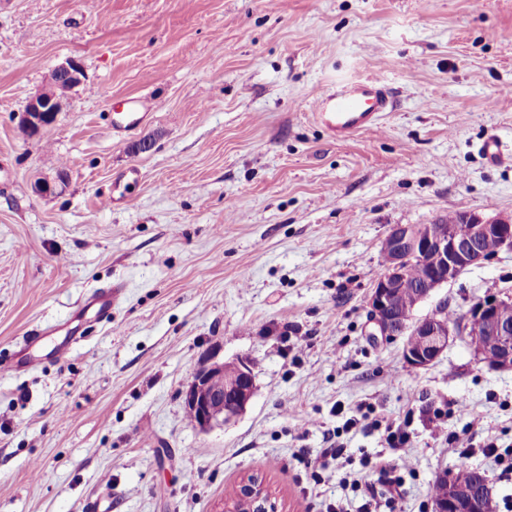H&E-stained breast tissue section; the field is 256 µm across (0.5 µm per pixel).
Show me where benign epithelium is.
Segmentation results:
<instances>
[{"mask_svg": "<svg viewBox=\"0 0 512 512\" xmlns=\"http://www.w3.org/2000/svg\"><path fill=\"white\" fill-rule=\"evenodd\" d=\"M56 71L75 87L81 83L80 66L69 61ZM63 99L47 90L36 96L21 117V127L30 136L53 123L61 112ZM459 222L469 225V234L459 237L452 226L436 219L429 224H395L384 239L390 250L385 269L375 280L368 296L369 323L372 335L385 339L394 336H420L423 348L403 347V357L415 368H427L448 349L453 336L462 332L475 341V359L495 371H512V294L504 297L479 298L469 308L463 324L448 322L440 315L403 319L394 306L397 289L406 287L407 272L419 262L427 271L423 285L417 290L413 307L428 300L433 293L455 282L468 269L489 261L482 250L487 238H495L499 250L512 251V216L485 217L475 212L458 213ZM237 376L226 385L225 363L206 357L193 373L184 399L202 430L239 415L253 396L255 378L247 361L234 362ZM447 482V498L433 502V512H478V492L456 485L452 476L442 474ZM237 502L244 509L229 512H278L275 502L263 489L249 482L240 488Z\"/></svg>", "mask_w": 512, "mask_h": 512, "instance_id": "1", "label": "benign epithelium"}]
</instances>
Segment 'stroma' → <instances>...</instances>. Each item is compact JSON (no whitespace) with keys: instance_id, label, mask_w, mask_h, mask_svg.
I'll list each match as a JSON object with an SVG mask.
<instances>
[{"instance_id":"35a3bbf8","label":"stroma","mask_w":512,"mask_h":512,"mask_svg":"<svg viewBox=\"0 0 512 512\" xmlns=\"http://www.w3.org/2000/svg\"><path fill=\"white\" fill-rule=\"evenodd\" d=\"M71 60L81 84L27 135ZM367 78L396 109L330 138L311 91ZM130 100L150 115L113 134ZM490 136L508 161L483 159ZM457 211L512 215V0H0V357L53 329L43 364L0 373V512H85L107 488L112 512H224L251 475L281 512L343 496L356 512L341 480L366 454L396 464L385 425L404 421L416 470L397 512H431L457 458L429 417L462 431L463 405L477 437L512 444V372L463 335L414 368L401 339L369 336L366 303L391 226ZM117 283L111 324L52 357L60 323ZM508 293L505 250L414 315L460 321ZM209 352L248 360L255 392L203 431L184 392ZM336 442L347 458L310 480ZM56 71L50 76L51 89L36 96L22 114L21 127L30 136L36 135L43 127L53 123L62 110L63 99L58 98L51 90L59 97L65 98L71 89L70 84L74 88L81 83L82 70L74 61L58 66Z\"/></svg>"}]
</instances>
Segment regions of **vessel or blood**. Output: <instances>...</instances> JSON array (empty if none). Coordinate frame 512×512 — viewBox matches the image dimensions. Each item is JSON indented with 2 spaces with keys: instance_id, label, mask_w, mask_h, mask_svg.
Masks as SVG:
<instances>
[{
  "instance_id": "b4317fda",
  "label": "vessel or blood",
  "mask_w": 512,
  "mask_h": 512,
  "mask_svg": "<svg viewBox=\"0 0 512 512\" xmlns=\"http://www.w3.org/2000/svg\"><path fill=\"white\" fill-rule=\"evenodd\" d=\"M312 97L315 120L337 139L378 125L395 106L390 93L377 79L345 84L331 91L317 90ZM120 293L117 285L90 292L85 302L92 306L93 316L87 319L82 311L74 312L73 318L78 322L75 335L86 334L91 325L111 322L112 305Z\"/></svg>"
}]
</instances>
